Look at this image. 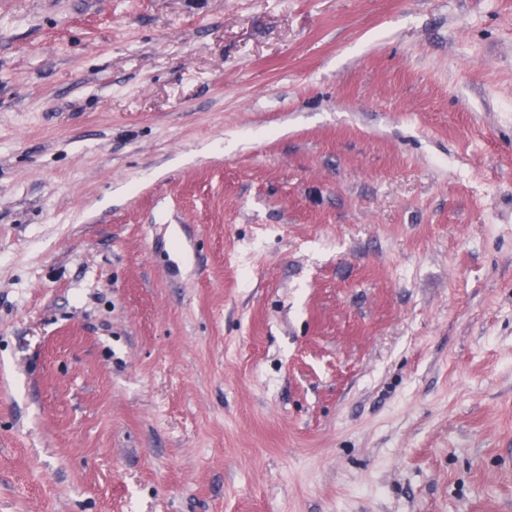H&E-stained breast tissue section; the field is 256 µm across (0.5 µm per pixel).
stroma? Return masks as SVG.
<instances>
[{
  "label": "stroma",
  "mask_w": 512,
  "mask_h": 512,
  "mask_svg": "<svg viewBox=\"0 0 512 512\" xmlns=\"http://www.w3.org/2000/svg\"><path fill=\"white\" fill-rule=\"evenodd\" d=\"M0 512H512V0H0Z\"/></svg>",
  "instance_id": "35a3bbf8"
}]
</instances>
